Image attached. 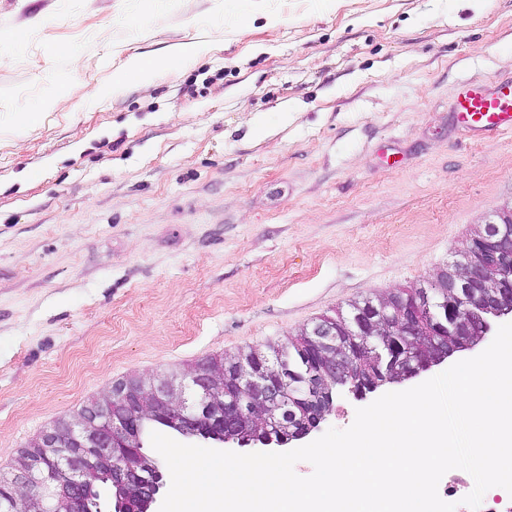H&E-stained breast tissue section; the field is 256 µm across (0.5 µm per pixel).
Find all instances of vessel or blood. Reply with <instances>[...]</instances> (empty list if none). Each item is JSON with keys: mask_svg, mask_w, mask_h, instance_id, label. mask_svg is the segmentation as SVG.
I'll list each match as a JSON object with an SVG mask.
<instances>
[{"mask_svg": "<svg viewBox=\"0 0 512 512\" xmlns=\"http://www.w3.org/2000/svg\"><path fill=\"white\" fill-rule=\"evenodd\" d=\"M455 110L473 136L511 134L512 80L467 87L459 96Z\"/></svg>", "mask_w": 512, "mask_h": 512, "instance_id": "b4317fda", "label": "vessel or blood"}]
</instances>
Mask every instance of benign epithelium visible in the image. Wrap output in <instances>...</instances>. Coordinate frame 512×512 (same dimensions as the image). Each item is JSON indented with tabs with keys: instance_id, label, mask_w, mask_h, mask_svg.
<instances>
[{
	"instance_id": "benign-epithelium-1",
	"label": "benign epithelium",
	"mask_w": 512,
	"mask_h": 512,
	"mask_svg": "<svg viewBox=\"0 0 512 512\" xmlns=\"http://www.w3.org/2000/svg\"><path fill=\"white\" fill-rule=\"evenodd\" d=\"M476 317L483 331L468 339ZM423 318L431 322L425 346L413 340ZM507 318L512 319V204L482 220L448 265V277L434 275L408 296L378 297L349 318V334L365 337L357 367L336 356L341 345L335 318L303 329L321 350L304 380L303 404L296 403L282 359L262 357L256 347L178 373L134 375L19 451L10 477L0 480V512H90L101 480L112 486L113 512H158L164 483L142 448L145 414L188 438L282 447L318 429L331 411L323 398L326 379L347 375L352 385L346 394L364 400L386 382L402 384L473 350L491 332L492 321ZM370 336L386 337L384 360L372 352ZM394 365L400 376L377 380ZM45 448L51 454H42Z\"/></svg>"
}]
</instances>
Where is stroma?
<instances>
[{
    "instance_id": "1",
    "label": "stroma",
    "mask_w": 512,
    "mask_h": 512,
    "mask_svg": "<svg viewBox=\"0 0 512 512\" xmlns=\"http://www.w3.org/2000/svg\"><path fill=\"white\" fill-rule=\"evenodd\" d=\"M132 56L172 62L90 99ZM511 77L512 0H0V474L134 374L446 268L512 201L457 98Z\"/></svg>"
}]
</instances>
